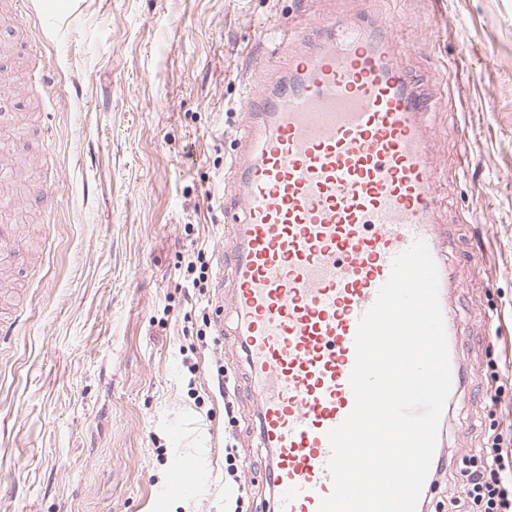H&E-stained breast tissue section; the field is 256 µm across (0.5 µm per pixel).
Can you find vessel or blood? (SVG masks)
<instances>
[{
    "label": "vessel or blood",
    "mask_w": 512,
    "mask_h": 512,
    "mask_svg": "<svg viewBox=\"0 0 512 512\" xmlns=\"http://www.w3.org/2000/svg\"><path fill=\"white\" fill-rule=\"evenodd\" d=\"M281 33L296 50L274 92L245 97L228 208L237 233L218 250L232 269L230 310L255 384L259 441L273 453V512H318L333 488L326 433L351 412L359 317L392 262L424 240L439 273L448 338L454 278L442 254L430 148L431 104L397 59L400 31L317 19ZM14 160L0 138V172ZM173 488L196 495L198 469L171 462Z\"/></svg>",
    "instance_id": "1"
}]
</instances>
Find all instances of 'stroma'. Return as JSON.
Wrapping results in <instances>:
<instances>
[{"label":"stroma","mask_w":512,"mask_h":512,"mask_svg":"<svg viewBox=\"0 0 512 512\" xmlns=\"http://www.w3.org/2000/svg\"><path fill=\"white\" fill-rule=\"evenodd\" d=\"M306 10L409 28L402 60L435 102L438 218L468 364L439 451L448 477L512 437V0H72L42 44L47 84L31 99L0 92V115L29 116L10 132L16 154L52 146L49 167L21 182L47 200L15 225L13 280L0 282V308L23 309L0 348V512H224L231 439L239 512H264L269 454L231 290L217 285L208 308L218 342L188 352L179 258L235 235L224 191L240 100L287 68L291 48L270 32ZM28 63L0 19V78ZM215 359L238 391L233 419L210 394ZM174 457L203 472L195 497L172 491ZM236 444L232 441H227V443H225V463L227 464V467H225V476H224V483L226 482V479L228 476V480H231L232 482L231 483H234L236 484V490H237V495H236V498H235V504H236V508L234 510V512H237L238 510V504L240 502V497H239V492L241 490V485L239 483V476H238V464H237V461H239V453H238V448H236Z\"/></svg>","instance_id":"1"}]
</instances>
